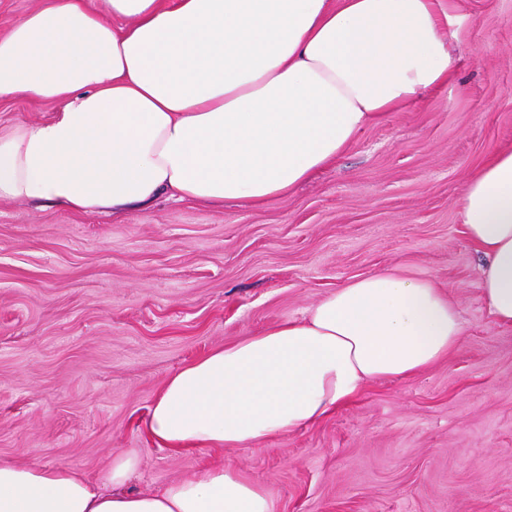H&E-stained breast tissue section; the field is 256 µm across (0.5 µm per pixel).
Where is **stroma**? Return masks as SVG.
I'll return each instance as SVG.
<instances>
[{"label":"stroma","mask_w":512,"mask_h":512,"mask_svg":"<svg viewBox=\"0 0 512 512\" xmlns=\"http://www.w3.org/2000/svg\"><path fill=\"white\" fill-rule=\"evenodd\" d=\"M456 72L366 127L261 209L160 198L119 217L0 201V460L135 492L221 461L278 512H512V327L481 298L459 201L512 148V0H439ZM401 269L455 301L448 359L368 385L317 425L243 448L173 450L146 422L165 380L213 349Z\"/></svg>","instance_id":"obj_1"}]
</instances>
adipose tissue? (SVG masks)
I'll return each instance as SVG.
<instances>
[{
  "label": "adipose tissue",
  "mask_w": 512,
  "mask_h": 512,
  "mask_svg": "<svg viewBox=\"0 0 512 512\" xmlns=\"http://www.w3.org/2000/svg\"><path fill=\"white\" fill-rule=\"evenodd\" d=\"M436 0H43L0 34V99L59 104L0 133V199L121 213L167 196L262 207L335 162L367 126L448 83ZM481 296L512 327V150L466 182ZM464 327L447 293L373 273L169 377L148 433L240 448L322 421L368 383L445 359ZM137 451L91 480L0 461V512H277L216 462L127 490Z\"/></svg>",
  "instance_id": "adipose-tissue-1"
}]
</instances>
